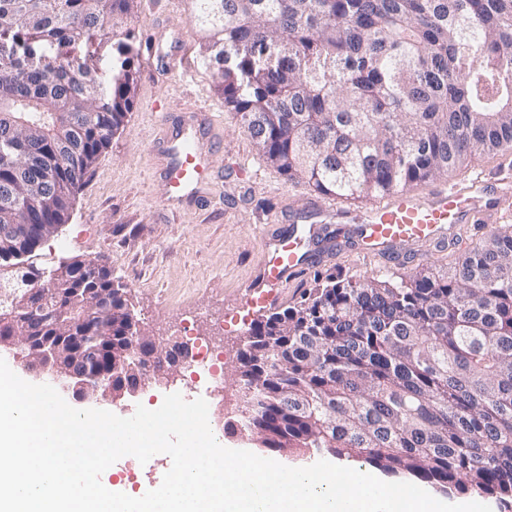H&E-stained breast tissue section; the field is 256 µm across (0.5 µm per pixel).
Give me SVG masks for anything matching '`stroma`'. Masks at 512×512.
Segmentation results:
<instances>
[{
  "label": "stroma",
  "mask_w": 512,
  "mask_h": 512,
  "mask_svg": "<svg viewBox=\"0 0 512 512\" xmlns=\"http://www.w3.org/2000/svg\"><path fill=\"white\" fill-rule=\"evenodd\" d=\"M192 10V0H140L131 23L137 79L134 107L77 192L68 223L36 250L33 262L39 267L62 260L105 264L146 335L191 350L205 340L218 348L223 355L222 377L204 398L210 426L220 427L236 402L234 372L251 322L299 303L320 273L374 275L396 282L426 264L449 268L493 227L458 225L456 245L415 248L402 266L358 256L344 245L299 273L274 306H245L244 290L262 260L267 235L285 211L302 212L314 193L268 165L225 106L216 88L220 65L194 25ZM161 26L184 35L182 48L170 56L163 73L151 71L149 60ZM155 101L173 113L193 104L213 109L222 147L214 156L220 180L209 205L174 210L165 204L162 187L152 177L148 151L158 131V115L151 110ZM189 316L195 319V332L186 336L182 322ZM182 386L179 375L155 380L136 396L111 404L109 410L127 418L140 404L156 409ZM171 465L163 455L143 465L128 455L110 466L105 479L129 480L133 490L145 493L161 485Z\"/></svg>",
  "instance_id": "1"
}]
</instances>
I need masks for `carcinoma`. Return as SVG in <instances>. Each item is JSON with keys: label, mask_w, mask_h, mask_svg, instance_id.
<instances>
[{"label": "carcinoma", "mask_w": 512, "mask_h": 512, "mask_svg": "<svg viewBox=\"0 0 512 512\" xmlns=\"http://www.w3.org/2000/svg\"><path fill=\"white\" fill-rule=\"evenodd\" d=\"M138 2L0 0V36L25 47L108 37L126 54L105 78L87 58H0V225H47L20 243L28 256L67 223L133 108ZM194 2V23L228 46L284 44L272 67L240 54L219 90L266 162L320 195L367 202L512 152V0ZM2 267L15 284L35 276L1 245ZM82 279L112 298L113 335H124L110 271L89 261ZM248 333L225 428L274 452L512 501L511 230L394 283L319 277Z\"/></svg>", "instance_id": "obj_1"}]
</instances>
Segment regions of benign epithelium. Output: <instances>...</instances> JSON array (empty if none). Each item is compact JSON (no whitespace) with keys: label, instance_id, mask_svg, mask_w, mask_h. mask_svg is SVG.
Returning a JSON list of instances; mask_svg holds the SVG:
<instances>
[{"label":"benign epithelium","instance_id":"obj_1","mask_svg":"<svg viewBox=\"0 0 512 512\" xmlns=\"http://www.w3.org/2000/svg\"><path fill=\"white\" fill-rule=\"evenodd\" d=\"M79 274L68 261L59 263L57 269L40 271L20 305L28 316L22 333L16 332L17 313L0 314V348L21 358L23 366L36 375H51L62 382L78 400L99 394L102 400L115 403L135 393L147 378H173L183 363L184 346L162 348L137 325L125 332L122 349L112 351L107 369L89 372L90 364L100 358L103 344L112 343V309L77 282ZM77 319L90 322V326L70 336L46 335ZM18 347L28 349L29 354L14 352Z\"/></svg>","mask_w":512,"mask_h":512}]
</instances>
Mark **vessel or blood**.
Masks as SVG:
<instances>
[{
    "instance_id": "vessel-or-blood-1",
    "label": "vessel or blood",
    "mask_w": 512,
    "mask_h": 512,
    "mask_svg": "<svg viewBox=\"0 0 512 512\" xmlns=\"http://www.w3.org/2000/svg\"><path fill=\"white\" fill-rule=\"evenodd\" d=\"M152 108L160 112L162 126L161 135L150 146L153 175L161 182L166 201L173 205L209 202L215 187L216 151V119L211 109L196 105L174 114L162 110L157 102ZM487 195L493 198L489 207L477 208V201ZM330 214L329 207L312 201L304 214L309 227L294 225L268 239L258 273L246 290L247 305L270 303L295 275L319 261L318 223ZM494 215L512 217L511 181L492 185L478 173L424 195L403 190L352 214L356 224L353 249L364 257L395 261L413 244H445L456 225L485 224Z\"/></svg>"
}]
</instances>
